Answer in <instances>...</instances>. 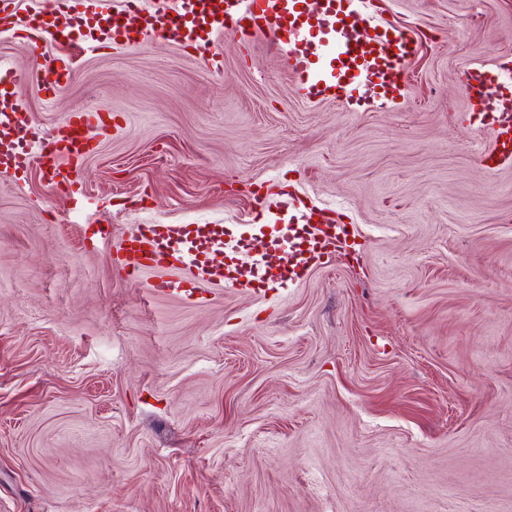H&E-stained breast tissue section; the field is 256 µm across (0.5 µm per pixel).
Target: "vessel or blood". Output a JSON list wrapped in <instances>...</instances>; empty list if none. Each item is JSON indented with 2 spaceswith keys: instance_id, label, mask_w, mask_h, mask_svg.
I'll return each mask as SVG.
<instances>
[{
  "instance_id": "vessel-or-blood-1",
  "label": "vessel or blood",
  "mask_w": 512,
  "mask_h": 512,
  "mask_svg": "<svg viewBox=\"0 0 512 512\" xmlns=\"http://www.w3.org/2000/svg\"><path fill=\"white\" fill-rule=\"evenodd\" d=\"M111 11L112 23L90 30L79 0H44L43 21L20 14L17 0H0V36L26 32L32 48L27 73L0 61V99L21 97L25 83H42L54 95L59 79H75L78 68L70 57L45 51L44 42H84L100 50L117 44L139 45L145 37L201 48L204 35L233 33L238 39L263 42L285 62L306 98L320 104L346 102L352 96L386 103L403 96V76L416 53L415 33L399 26L375 23L372 0H162L160 6L139 12L141 25L130 29L126 18L131 0H101ZM468 98L477 99L487 116L486 127L493 148L482 154V163L512 159V101L501 104L487 97L481 86L465 84ZM104 122L99 112H75L43 135H29L25 125L10 112H0V128L10 134L0 138V168L23 170L41 167L59 188L71 187L80 163L97 148L94 133ZM260 217L272 210L292 213L288 194L276 203L265 197L253 200ZM307 223L306 248L271 245L253 252V235L238 227L220 224H140L113 245V266L124 279H137L146 269L182 270L187 280H159L155 290L184 293L185 281L213 288L247 292L253 281L275 278L286 287L308 269L312 259L335 253L336 226L326 209L315 206L300 216Z\"/></svg>"
}]
</instances>
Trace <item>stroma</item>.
I'll return each instance as SVG.
<instances>
[{"label": "stroma", "instance_id": "1", "mask_svg": "<svg viewBox=\"0 0 512 512\" xmlns=\"http://www.w3.org/2000/svg\"><path fill=\"white\" fill-rule=\"evenodd\" d=\"M413 28L405 97L306 100L233 34L74 50L17 109L118 117L76 192L0 172V512H512V161L463 84L512 54V0H374ZM348 242L285 288L193 300L114 274L140 224H241L254 194ZM111 240H93L101 220Z\"/></svg>", "mask_w": 512, "mask_h": 512}]
</instances>
